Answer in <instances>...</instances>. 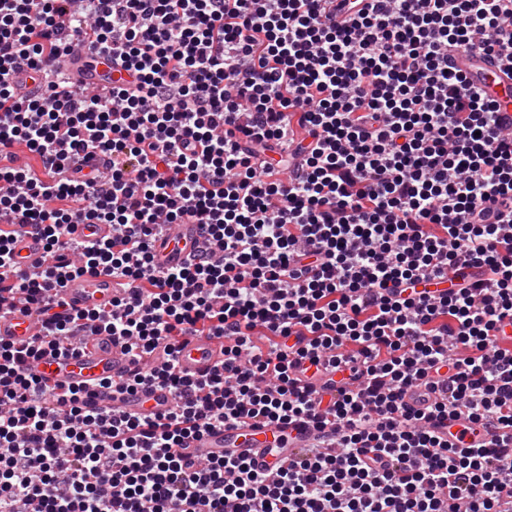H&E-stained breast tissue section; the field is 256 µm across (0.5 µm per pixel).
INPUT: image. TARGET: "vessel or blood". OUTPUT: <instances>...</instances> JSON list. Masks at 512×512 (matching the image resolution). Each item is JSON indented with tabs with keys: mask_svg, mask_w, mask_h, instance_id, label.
Listing matches in <instances>:
<instances>
[{
	"mask_svg": "<svg viewBox=\"0 0 512 512\" xmlns=\"http://www.w3.org/2000/svg\"><path fill=\"white\" fill-rule=\"evenodd\" d=\"M450 66L469 86L478 88L491 100L500 125L512 130V59L490 56L479 48L459 49L452 53ZM72 68L82 83L95 86L100 95H109L113 85L128 81L129 74L113 64L109 55L96 56L93 65L84 57L75 58ZM12 239L17 269L32 277L40 274L46 264L45 240L31 225L17 224ZM179 242L157 249L155 261L160 266L182 264L189 255L208 250L220 258L218 243L207 241L198 225L180 224L176 227ZM115 279L104 274H81L68 277L64 295L71 310L108 312L113 299L123 296ZM44 335L38 318L30 313L12 310L0 313V342L28 346L39 342ZM177 364L183 375L198 378L224 363V340L217 336H192L179 346ZM133 364L124 341L105 334L87 337L73 353L43 352L27 366L45 388L63 395L70 387L84 389V405L92 410L116 408L128 414L158 416L173 410L174 394L166 388L147 386L131 392L121 387ZM316 437L315 430L305 421L265 423L256 427L225 425L210 428L205 434L188 442L190 453L221 458L240 456L250 462L255 471L275 478L293 460L296 452L309 447Z\"/></svg>",
	"mask_w": 512,
	"mask_h": 512,
	"instance_id": "vessel-or-blood-1",
	"label": "vessel or blood"
}]
</instances>
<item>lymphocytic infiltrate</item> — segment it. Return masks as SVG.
<instances>
[{"label": "lymphocytic infiltrate", "instance_id": "obj_1", "mask_svg": "<svg viewBox=\"0 0 512 512\" xmlns=\"http://www.w3.org/2000/svg\"><path fill=\"white\" fill-rule=\"evenodd\" d=\"M0 0V308L31 305L43 345L0 344V512H512V133L448 52L512 57V0ZM82 49L132 70L108 99L63 80ZM108 173L68 175L80 154ZM53 259L10 273L14 218ZM198 224L224 255L154 263L161 225ZM82 224L111 225L89 247ZM125 280L110 314L63 313L73 274ZM449 279L433 298L420 286ZM105 331L134 360L229 338L201 379L134 368L177 410L140 419L55 406L27 361ZM412 388L447 401L412 409ZM335 424L332 451L267 481L196 461L216 424ZM464 418L486 441L449 444Z\"/></svg>", "mask_w": 512, "mask_h": 512}]
</instances>
